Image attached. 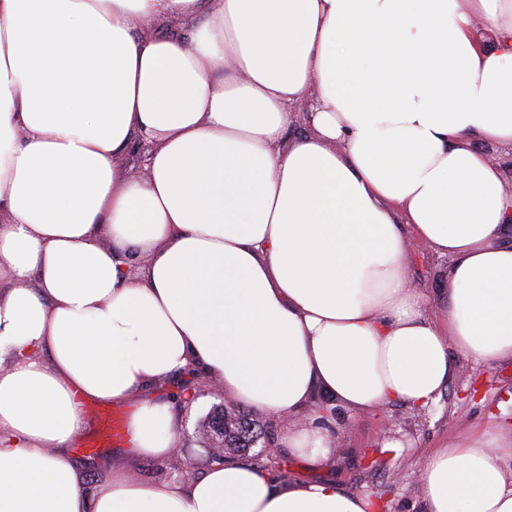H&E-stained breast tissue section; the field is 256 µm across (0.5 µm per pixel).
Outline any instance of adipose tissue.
<instances>
[{
	"label": "adipose tissue",
	"instance_id": "obj_1",
	"mask_svg": "<svg viewBox=\"0 0 512 512\" xmlns=\"http://www.w3.org/2000/svg\"><path fill=\"white\" fill-rule=\"evenodd\" d=\"M146 143L144 176L123 157ZM512 0H0V512H374L243 462L164 486L69 447L89 402L170 457L146 387L202 371L318 463L333 407L428 408L512 360ZM447 258L430 309L408 237ZM143 257L130 271L129 254ZM512 429L415 474L428 512H512Z\"/></svg>",
	"mask_w": 512,
	"mask_h": 512
}]
</instances>
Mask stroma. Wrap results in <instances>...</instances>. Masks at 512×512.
Returning a JSON list of instances; mask_svg holds the SVG:
<instances>
[{"mask_svg":"<svg viewBox=\"0 0 512 512\" xmlns=\"http://www.w3.org/2000/svg\"><path fill=\"white\" fill-rule=\"evenodd\" d=\"M406 263L418 287L434 301L445 300L440 286L443 259L413 240L409 243ZM181 387V379L168 378L149 388L147 396L171 403L172 427L183 447L181 461L188 474L196 476L212 463L201 422L224 398L205 391L197 394L194 403L186 405L180 398ZM506 422L512 423V361L486 366L460 358L453 378L429 408L412 411L396 403L370 414L335 408L331 427L343 438V451L332 452L322 466L312 467L281 448L275 455V466L290 480L330 479L346 491L369 494L378 503L376 512H427L414 481L426 453L441 447L450 437L474 430L492 432ZM380 447L387 450L386 463L371 468L372 451ZM121 450L118 443L87 449L77 440L71 453L92 484L100 478L99 465L106 460L140 481L161 486L174 480L169 460L125 457Z\"/></svg>","mask_w":512,"mask_h":512,"instance_id":"35a3bbf8","label":"stroma"}]
</instances>
